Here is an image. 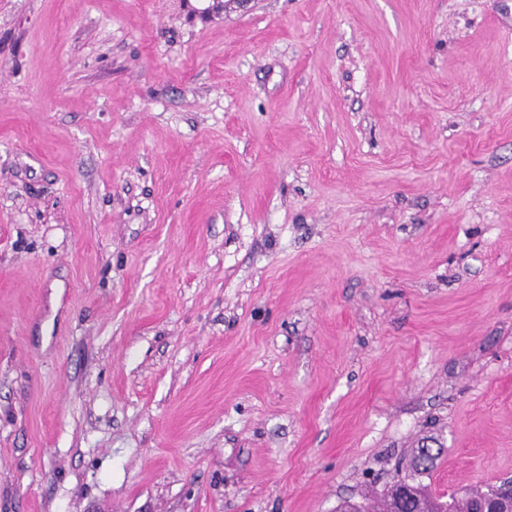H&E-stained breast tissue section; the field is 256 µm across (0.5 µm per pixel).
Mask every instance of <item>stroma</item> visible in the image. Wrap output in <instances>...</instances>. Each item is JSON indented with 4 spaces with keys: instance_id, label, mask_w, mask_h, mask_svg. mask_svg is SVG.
I'll return each instance as SVG.
<instances>
[{
    "instance_id": "stroma-1",
    "label": "stroma",
    "mask_w": 512,
    "mask_h": 512,
    "mask_svg": "<svg viewBox=\"0 0 512 512\" xmlns=\"http://www.w3.org/2000/svg\"><path fill=\"white\" fill-rule=\"evenodd\" d=\"M512 479V0H0V512H336Z\"/></svg>"
}]
</instances>
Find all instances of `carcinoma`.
I'll return each instance as SVG.
<instances>
[{"instance_id":"cac0c4a2","label":"carcinoma","mask_w":512,"mask_h":512,"mask_svg":"<svg viewBox=\"0 0 512 512\" xmlns=\"http://www.w3.org/2000/svg\"><path fill=\"white\" fill-rule=\"evenodd\" d=\"M437 455L428 448L418 449L414 456L412 471L397 475L383 492L373 498L360 501L347 499L336 508V512H391L395 508L396 492L405 489L404 508L401 512H478L492 509L494 512H512V501L498 494V487L487 486L486 490L467 487L458 488L448 494V500L433 492L431 485L422 482L435 468Z\"/></svg>"}]
</instances>
